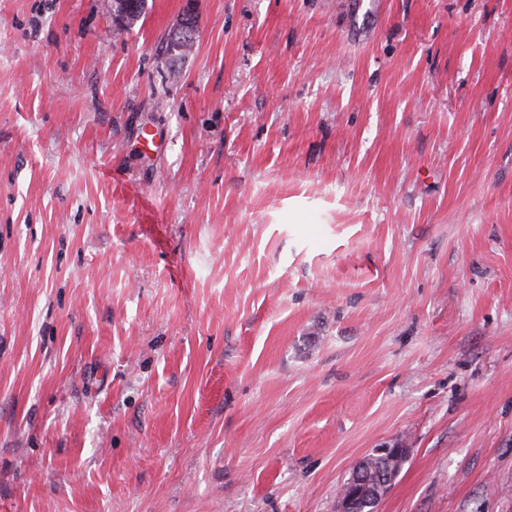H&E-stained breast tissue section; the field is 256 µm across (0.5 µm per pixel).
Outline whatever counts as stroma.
Instances as JSON below:
<instances>
[{
  "label": "stroma",
  "instance_id": "35a3bbf8",
  "mask_svg": "<svg viewBox=\"0 0 512 512\" xmlns=\"http://www.w3.org/2000/svg\"><path fill=\"white\" fill-rule=\"evenodd\" d=\"M349 21L0 0V512H512V0ZM387 448H378L376 449L374 454H371L365 457L362 461L358 463L355 468H360L363 472L355 473V468L353 469L350 477L342 484V492L345 491L349 494L356 493L359 488L362 486L359 479L365 477L367 482L366 494L363 497L362 501L359 502L357 507V512H376L379 503L382 501L384 496L387 494L389 489L391 488L393 481L398 476L400 471L402 470L406 457L400 461H392L388 464L389 458L392 455V452H386ZM390 467L392 471L396 470L394 476L391 477L390 483L381 487L379 485V474L383 475L386 473V467ZM357 475L359 479H353L354 475Z\"/></svg>",
  "mask_w": 512,
  "mask_h": 512
}]
</instances>
